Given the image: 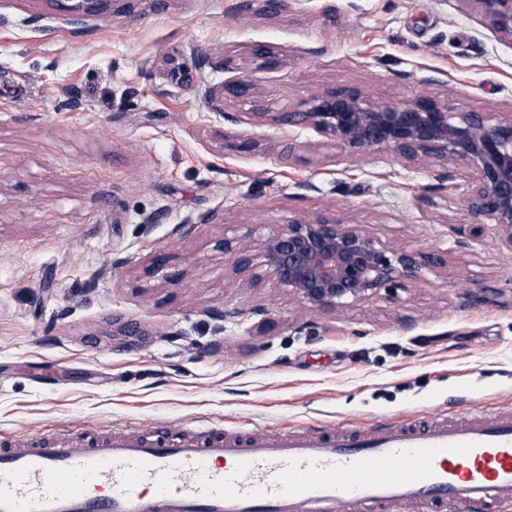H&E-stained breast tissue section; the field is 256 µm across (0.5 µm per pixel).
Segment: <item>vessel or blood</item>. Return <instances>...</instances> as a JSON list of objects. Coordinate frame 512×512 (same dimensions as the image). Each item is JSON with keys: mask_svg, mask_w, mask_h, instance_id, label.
<instances>
[{"mask_svg": "<svg viewBox=\"0 0 512 512\" xmlns=\"http://www.w3.org/2000/svg\"><path fill=\"white\" fill-rule=\"evenodd\" d=\"M512 415L227 434H64L0 448V512H499Z\"/></svg>", "mask_w": 512, "mask_h": 512, "instance_id": "vessel-or-blood-1", "label": "vessel or blood"}]
</instances>
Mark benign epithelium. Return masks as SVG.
I'll return each instance as SVG.
<instances>
[{
  "instance_id": "1",
  "label": "benign epithelium",
  "mask_w": 512,
  "mask_h": 512,
  "mask_svg": "<svg viewBox=\"0 0 512 512\" xmlns=\"http://www.w3.org/2000/svg\"><path fill=\"white\" fill-rule=\"evenodd\" d=\"M121 0H78L84 16L112 14ZM481 15L499 37L512 42V0H464ZM252 57L263 68H274L278 57L267 45L257 44ZM170 83L184 86L192 74L176 50L166 58ZM255 101L253 84L245 77L204 93L207 108L232 121L224 112V96ZM253 119L260 123L309 128L332 141L348 157L374 150H390L406 164L428 161L444 180L450 169H465L468 183L465 207L480 221L488 219L502 240L512 247V113L464 112L452 99L418 95L399 106L370 102L358 89H326L312 94L297 112H267L256 104ZM455 245L472 247L476 231L461 224L452 228ZM247 233L237 241L226 240L224 253L234 258L235 269L246 273L254 259L276 283L299 303L313 310L334 311L367 300L382 288H403L419 282L424 271L444 264L438 253L406 248L389 249L336 217L290 219L260 239ZM156 271L176 284L182 272L169 269L168 258H153ZM264 311L256 308L215 310L223 321L243 322Z\"/></svg>"
}]
</instances>
